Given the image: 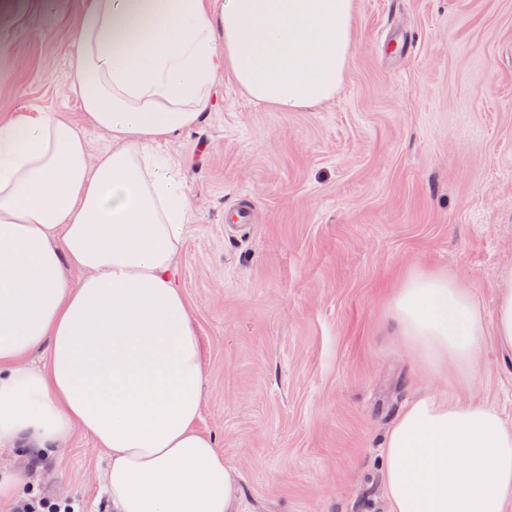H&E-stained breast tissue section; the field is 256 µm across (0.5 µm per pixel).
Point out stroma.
I'll return each instance as SVG.
<instances>
[{
	"mask_svg": "<svg viewBox=\"0 0 512 512\" xmlns=\"http://www.w3.org/2000/svg\"><path fill=\"white\" fill-rule=\"evenodd\" d=\"M0 11V120L33 107L86 130L71 94L82 0ZM341 90L282 112L218 77L199 125L166 144L193 222L178 271L201 341L198 427L242 512H384V438L428 394L512 420V356L487 342L470 384L423 371L387 304L411 272L447 269L492 316L512 263V0H355ZM251 200L255 224L226 227ZM103 450L75 430L29 467L39 496L110 512Z\"/></svg>",
	"mask_w": 512,
	"mask_h": 512,
	"instance_id": "obj_1",
	"label": "stroma"
}]
</instances>
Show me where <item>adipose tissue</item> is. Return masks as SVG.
Returning a JSON list of instances; mask_svg holds the SVG:
<instances>
[{
    "instance_id": "adipose-tissue-1",
    "label": "adipose tissue",
    "mask_w": 512,
    "mask_h": 512,
    "mask_svg": "<svg viewBox=\"0 0 512 512\" xmlns=\"http://www.w3.org/2000/svg\"><path fill=\"white\" fill-rule=\"evenodd\" d=\"M354 14L355 0H84L71 90L109 146L91 153L56 112L0 121V446L46 458L79 427L105 452L111 512H238L197 428L200 338L177 281L191 203L156 146L200 123L222 72L285 112L335 98ZM498 281L489 322L445 269L394 293L429 373L469 380L489 335L512 354V265ZM382 455L386 512H512V423L491 406L421 397Z\"/></svg>"
}]
</instances>
